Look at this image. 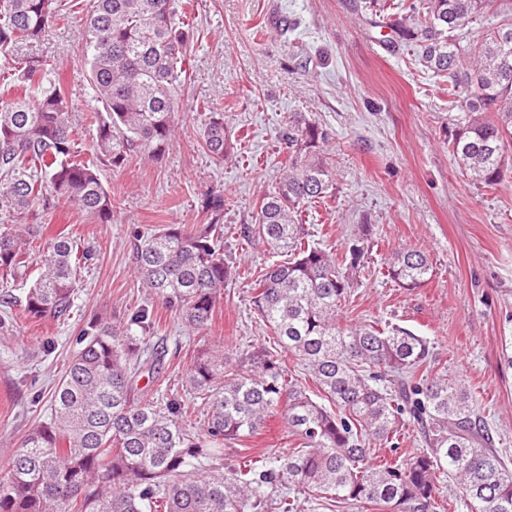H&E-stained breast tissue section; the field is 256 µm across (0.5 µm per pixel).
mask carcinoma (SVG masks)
<instances>
[{
	"mask_svg": "<svg viewBox=\"0 0 512 512\" xmlns=\"http://www.w3.org/2000/svg\"><path fill=\"white\" fill-rule=\"evenodd\" d=\"M80 0H0V54L39 40ZM390 30L388 45L405 48L448 94H465L467 119L448 151L472 182L493 189L512 179V0H370ZM483 25L481 38L465 29ZM194 39L190 16L173 0H89L81 32L86 79L98 103L92 117L97 161L81 159L66 87L46 83L36 57H17L0 72V325L15 311L31 319L70 316L78 272L92 253L72 238L45 235L27 216L60 201L112 220L114 196L97 162L122 167L133 152L158 161L175 137L173 116L187 88ZM199 138L217 164L233 143L224 113L203 105ZM288 164L264 193L247 237L290 254L254 283V312L297 359L329 402L315 401L288 373L282 354L255 347L224 370V349L198 352L185 379L189 398L160 399L136 378L166 351L145 355L150 330L141 308L115 326L96 315L51 397L48 421L30 431L0 477V512H267L269 492L290 512L287 493L388 512H437L438 476L458 479L470 512H512V466L494 448L488 423L465 380L424 377L430 342L396 326H342L338 312L365 258L363 236L341 264L311 242L303 209L332 196L336 169L327 129L298 115L281 132ZM141 287L207 329L224 287L235 276L224 259L217 223L167 224L139 235L132 248ZM36 267L25 295L7 290ZM427 255L403 249L384 276L413 290L431 277ZM203 424L192 426L198 407ZM282 411L293 446L224 467V442L260 433ZM407 422L426 448L406 459L371 464V441H391Z\"/></svg>",
	"mask_w": 512,
	"mask_h": 512,
	"instance_id": "obj_1",
	"label": "carcinoma"
}]
</instances>
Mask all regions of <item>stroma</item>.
I'll return each instance as SVG.
<instances>
[{
  "label": "stroma",
  "instance_id": "stroma-1",
  "mask_svg": "<svg viewBox=\"0 0 512 512\" xmlns=\"http://www.w3.org/2000/svg\"><path fill=\"white\" fill-rule=\"evenodd\" d=\"M197 31L188 57V87L175 115V138L163 159L132 153L124 168L100 163L101 179L117 194L110 223L64 203L33 221L65 232L93 257L69 319L16 316L0 329V476L23 437L50 415V397L94 315L120 322L146 309L150 341L169 353L139 388L184 398L191 358L223 344L227 365L242 351L273 345L257 318L252 287L274 262L268 247L243 235L255 223L259 200L279 180L288 157L280 133L294 115L329 130L336 166L332 198L311 204L303 218L314 242L344 257L360 225L368 224L365 266L354 279L339 319L378 321L426 337L433 370L462 377L478 399L493 446L512 458V182L474 185L448 151L465 119L461 96L424 69L412 52L388 48L367 23L364 0H191ZM86 12L76 7L57 21L28 55L59 73L76 114L84 158H95L88 116L96 102L81 63ZM221 108L234 144L218 165L202 148V103ZM224 197L220 216L205 207ZM224 226V257L236 276L224 290L205 333L188 331L181 317L139 286L132 262L136 234L167 224ZM423 251L433 275L408 291L382 273L394 252ZM282 414L260 434L226 443L234 466L287 447Z\"/></svg>",
  "mask_w": 512,
  "mask_h": 512
}]
</instances>
